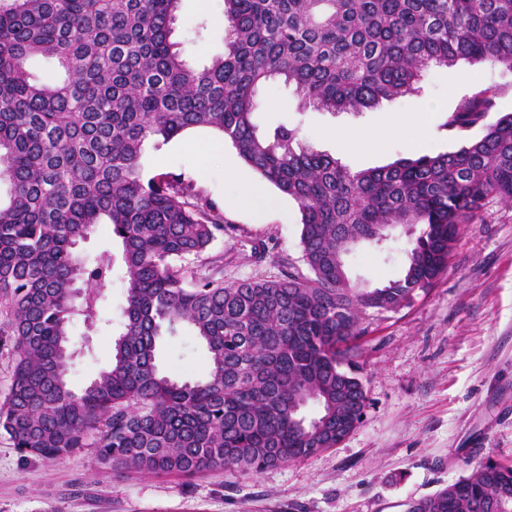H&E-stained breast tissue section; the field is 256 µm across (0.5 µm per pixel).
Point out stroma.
Wrapping results in <instances>:
<instances>
[{
    "label": "stroma",
    "mask_w": 512,
    "mask_h": 512,
    "mask_svg": "<svg viewBox=\"0 0 512 512\" xmlns=\"http://www.w3.org/2000/svg\"><path fill=\"white\" fill-rule=\"evenodd\" d=\"M221 0H181L173 39L196 68L224 52ZM495 87L499 109L512 111V73L465 62L431 68L422 97L383 103L361 113L297 111L293 86L274 80L259 90L260 127L286 122L302 137L352 170L383 166L403 156L457 150L462 141L444 126L460 99ZM413 116L423 134L408 135L394 114ZM348 128L378 130L376 147L343 141ZM217 135L188 130L160 148L146 149L143 173L194 178L224 213V234L210 255L224 258L231 284L288 270L307 274L302 260L301 213L273 185L262 210L236 206L239 180L259 181L232 147L214 149ZM265 243L255 257L251 247ZM408 239L395 233L384 248L362 247L347 258L353 281L381 284L402 270ZM111 252L112 274L94 326L74 320L68 381L81 390L112 360L125 304L121 244L98 225L78 252L93 260ZM354 358L367 402L360 424L338 447L257 474L209 470L192 478L116 473L103 469L94 449L62 459L27 458L0 433V512H405L408 502L435 493L479 461L512 460V201L492 199L461 227L448 268L416 291L406 306L369 312ZM160 368L177 380L207 371L208 352L189 326L161 339Z\"/></svg>",
    "instance_id": "35a3bbf8"
}]
</instances>
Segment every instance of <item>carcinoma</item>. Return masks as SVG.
Returning a JSON list of instances; mask_svg holds the SVG:
<instances>
[{"instance_id": "obj_1", "label": "carcinoma", "mask_w": 512, "mask_h": 512, "mask_svg": "<svg viewBox=\"0 0 512 512\" xmlns=\"http://www.w3.org/2000/svg\"><path fill=\"white\" fill-rule=\"evenodd\" d=\"M180 0H0V336L12 382L0 431L25 455L97 449L116 472L259 473L336 447L366 391L345 369L363 316L405 306L448 267L461 225L512 201V112L480 89L444 127L482 134L458 150L352 171L287 123L260 131L259 89L277 78L299 110L359 113L419 97L433 66L490 62L512 72V0H223L224 53L191 66L172 41ZM57 64L44 79L26 68ZM498 117L487 121L490 114ZM211 129L295 200L310 271L224 283L195 260L224 216L194 179L145 177L147 145ZM107 221L127 284L112 364L79 393L66 381L69 327L97 319L112 254L76 252ZM409 237L402 275L351 281L347 256ZM187 324L206 376L156 363ZM315 403L314 418L303 414ZM407 512H512V462L488 458Z\"/></svg>"}]
</instances>
